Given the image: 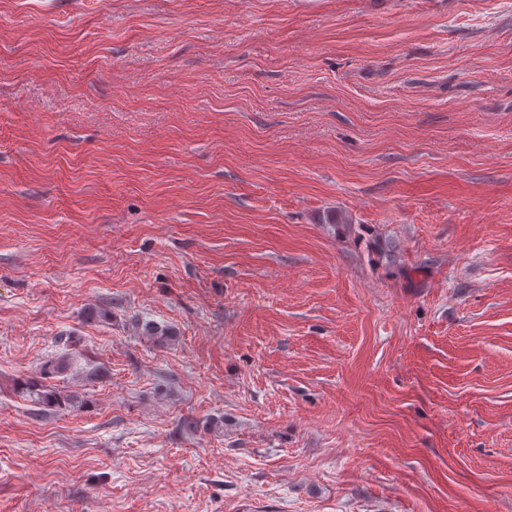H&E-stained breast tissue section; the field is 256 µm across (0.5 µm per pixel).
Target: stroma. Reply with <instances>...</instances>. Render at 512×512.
I'll return each mask as SVG.
<instances>
[{
    "mask_svg": "<svg viewBox=\"0 0 512 512\" xmlns=\"http://www.w3.org/2000/svg\"><path fill=\"white\" fill-rule=\"evenodd\" d=\"M0 512H512V0H0ZM70 362L67 356H57L42 363L38 371V378L23 383L22 390L28 394L30 401L38 407L61 406L67 398L51 385L44 384L43 380L63 375L69 370Z\"/></svg>",
    "mask_w": 512,
    "mask_h": 512,
    "instance_id": "stroma-1",
    "label": "stroma"
}]
</instances>
